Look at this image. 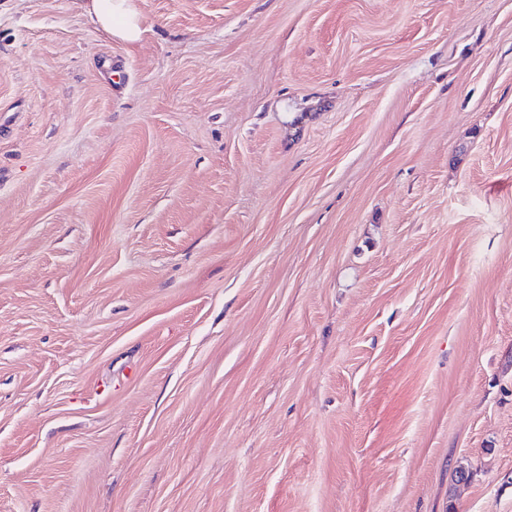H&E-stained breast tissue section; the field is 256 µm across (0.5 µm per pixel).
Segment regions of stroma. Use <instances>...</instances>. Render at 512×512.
<instances>
[{
  "instance_id": "obj_1",
  "label": "stroma",
  "mask_w": 512,
  "mask_h": 512,
  "mask_svg": "<svg viewBox=\"0 0 512 512\" xmlns=\"http://www.w3.org/2000/svg\"><path fill=\"white\" fill-rule=\"evenodd\" d=\"M0 0V512H512V0ZM86 11L111 35L135 42L143 29L134 0H86Z\"/></svg>"
}]
</instances>
